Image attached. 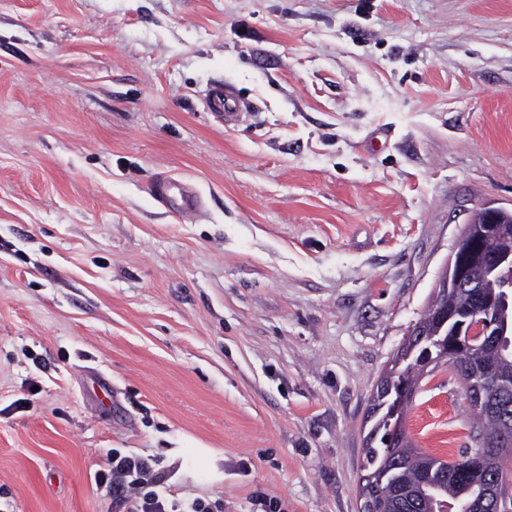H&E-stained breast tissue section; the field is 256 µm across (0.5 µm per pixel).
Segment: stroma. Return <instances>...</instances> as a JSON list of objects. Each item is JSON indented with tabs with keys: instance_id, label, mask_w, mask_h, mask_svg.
Wrapping results in <instances>:
<instances>
[{
	"instance_id": "obj_1",
	"label": "stroma",
	"mask_w": 512,
	"mask_h": 512,
	"mask_svg": "<svg viewBox=\"0 0 512 512\" xmlns=\"http://www.w3.org/2000/svg\"><path fill=\"white\" fill-rule=\"evenodd\" d=\"M489 203L512 0H0V512H113L109 449L223 512H360L377 385ZM468 414L443 365L405 429L451 460ZM210 112L218 113L224 120L225 127H235L243 121L249 108L233 91L224 88L223 84L213 86L205 101ZM154 194L159 202L176 210L186 218H193L198 211L199 196L189 185H176L165 178L155 185Z\"/></svg>"
}]
</instances>
